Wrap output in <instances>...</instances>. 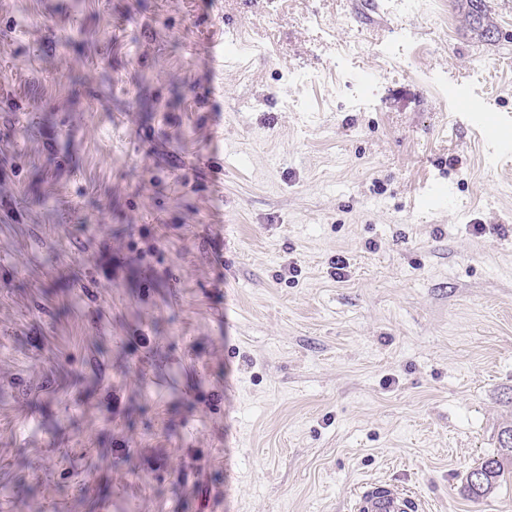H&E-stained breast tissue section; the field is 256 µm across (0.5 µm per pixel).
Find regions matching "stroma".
<instances>
[{
    "label": "stroma",
    "mask_w": 512,
    "mask_h": 512,
    "mask_svg": "<svg viewBox=\"0 0 512 512\" xmlns=\"http://www.w3.org/2000/svg\"><path fill=\"white\" fill-rule=\"evenodd\" d=\"M490 6L0 0V512H512ZM463 22L465 28L483 41H493L499 31L487 0H465ZM500 448L502 453L484 457L482 461L470 469L464 482V492L473 500H479L487 495L493 486L504 475V459H512V430H505L501 434ZM506 456V457H504ZM481 474V482H475L474 476ZM415 496L395 484H375L360 488L355 495V512H418L424 510ZM415 510V511H413Z\"/></svg>",
    "instance_id": "35a3bbf8"
}]
</instances>
